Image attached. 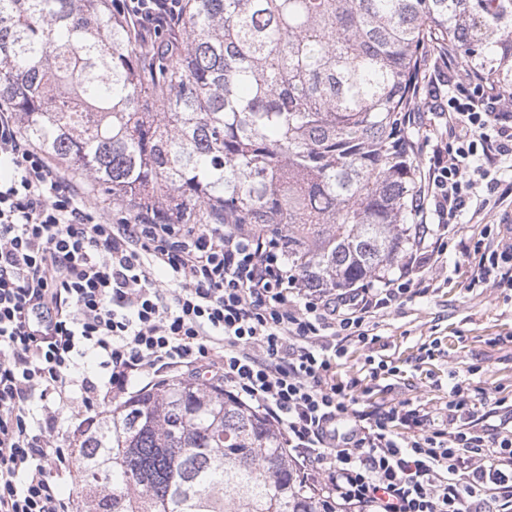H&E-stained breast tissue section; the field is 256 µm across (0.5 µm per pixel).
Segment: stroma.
I'll return each instance as SVG.
<instances>
[{"mask_svg": "<svg viewBox=\"0 0 512 512\" xmlns=\"http://www.w3.org/2000/svg\"><path fill=\"white\" fill-rule=\"evenodd\" d=\"M464 76L463 69H449L440 62L428 71L429 116L447 139L454 131L441 111V99L449 80ZM491 195L500 204L483 223L462 222L445 233V268L418 269L410 292L377 315L374 341L346 342L337 381H349L369 358L391 362L398 370L390 381H371L366 389L356 390L365 411L391 399L442 408L448 401L452 372L462 382L466 399L512 401V288H490L473 281L478 263L475 244L487 226L512 217V167L501 168Z\"/></svg>", "mask_w": 512, "mask_h": 512, "instance_id": "35a3bbf8", "label": "stroma"}]
</instances>
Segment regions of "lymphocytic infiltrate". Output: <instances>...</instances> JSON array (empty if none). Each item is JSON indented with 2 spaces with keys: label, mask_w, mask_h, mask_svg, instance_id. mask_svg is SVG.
<instances>
[{
  "label": "lymphocytic infiltrate",
  "mask_w": 512,
  "mask_h": 512,
  "mask_svg": "<svg viewBox=\"0 0 512 512\" xmlns=\"http://www.w3.org/2000/svg\"><path fill=\"white\" fill-rule=\"evenodd\" d=\"M142 32L174 24L180 0H121ZM505 93L457 81L435 139L418 223L449 228L497 201L480 193L512 160ZM0 512H76L64 413L92 416L136 385L209 373L281 433L303 485L338 512H512V429L448 384L444 429L427 405L358 410L336 380L345 341L410 290L304 287L276 241L238 224H152L100 210L0 105ZM476 280L512 279V237L479 242Z\"/></svg>",
  "instance_id": "obj_1"
}]
</instances>
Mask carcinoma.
I'll list each match as a JSON object with an SVG mask.
<instances>
[{"label": "carcinoma", "mask_w": 512, "mask_h": 512, "mask_svg": "<svg viewBox=\"0 0 512 512\" xmlns=\"http://www.w3.org/2000/svg\"><path fill=\"white\" fill-rule=\"evenodd\" d=\"M512 90V0H182L143 36L113 0H0V100L129 217L255 224L307 288L419 243L408 116L432 53ZM79 512H327L282 436L202 374L80 431Z\"/></svg>", "instance_id": "cac0c4a2"}]
</instances>
